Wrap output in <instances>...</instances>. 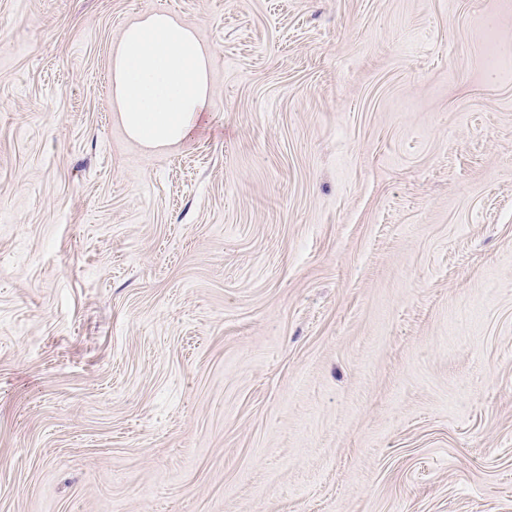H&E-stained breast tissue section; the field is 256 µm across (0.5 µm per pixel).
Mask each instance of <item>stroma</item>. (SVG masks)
<instances>
[{"mask_svg":"<svg viewBox=\"0 0 512 512\" xmlns=\"http://www.w3.org/2000/svg\"><path fill=\"white\" fill-rule=\"evenodd\" d=\"M0 512H512V0H0ZM210 54L164 12L129 25L113 52L111 85L128 136L147 148L183 142L209 112Z\"/></svg>","mask_w":512,"mask_h":512,"instance_id":"35a3bbf8","label":"stroma"}]
</instances>
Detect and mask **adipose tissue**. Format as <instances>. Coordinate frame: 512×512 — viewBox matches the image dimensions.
Wrapping results in <instances>:
<instances>
[{"label":"adipose tissue","instance_id":"ef3b65f1","mask_svg":"<svg viewBox=\"0 0 512 512\" xmlns=\"http://www.w3.org/2000/svg\"><path fill=\"white\" fill-rule=\"evenodd\" d=\"M211 57L195 31L150 12L123 32L112 57L111 85L128 136L147 148L183 142L208 110Z\"/></svg>","mask_w":512,"mask_h":512}]
</instances>
